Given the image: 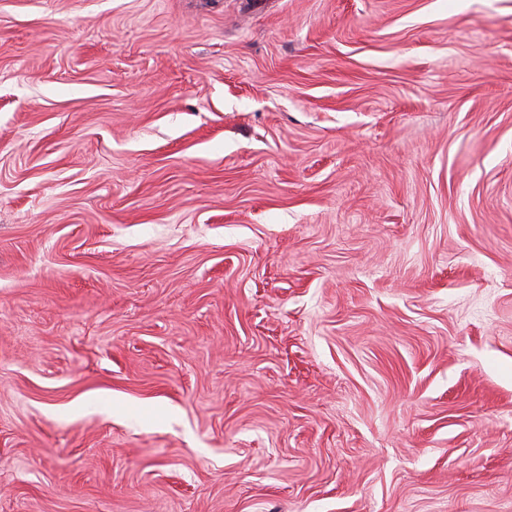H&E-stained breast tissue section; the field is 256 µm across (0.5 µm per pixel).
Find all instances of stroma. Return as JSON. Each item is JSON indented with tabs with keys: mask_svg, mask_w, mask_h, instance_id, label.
<instances>
[{
	"mask_svg": "<svg viewBox=\"0 0 512 512\" xmlns=\"http://www.w3.org/2000/svg\"><path fill=\"white\" fill-rule=\"evenodd\" d=\"M0 512H512V0H0Z\"/></svg>",
	"mask_w": 512,
	"mask_h": 512,
	"instance_id": "1",
	"label": "stroma"
}]
</instances>
